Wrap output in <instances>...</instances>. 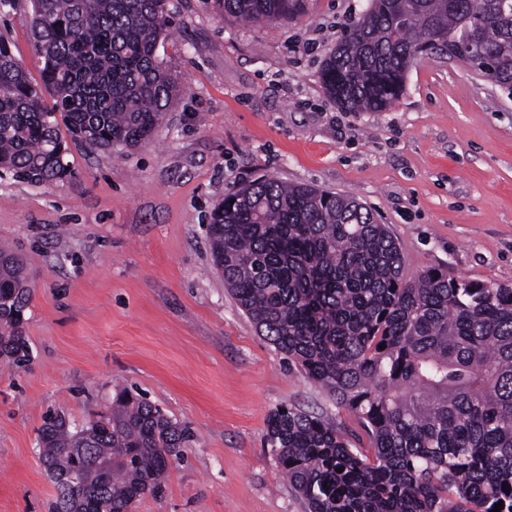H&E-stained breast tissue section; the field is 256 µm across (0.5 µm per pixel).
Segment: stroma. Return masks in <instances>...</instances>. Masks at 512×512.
<instances>
[{
    "label": "stroma",
    "instance_id": "obj_1",
    "mask_svg": "<svg viewBox=\"0 0 512 512\" xmlns=\"http://www.w3.org/2000/svg\"><path fill=\"white\" fill-rule=\"evenodd\" d=\"M370 0H302L244 25L214 0H170L160 54L182 95L135 150L71 145L68 179L0 176V247L23 254L30 361L0 370V512H50L37 435L47 411L85 422L131 386L190 427L165 494L133 512H305L262 446L292 405L369 439L289 366L226 291L205 226L258 174L354 195L388 225L407 275L439 268L512 286V100L430 55L382 112H348L320 69ZM28 0L0 6V37L39 79Z\"/></svg>",
    "mask_w": 512,
    "mask_h": 512
}]
</instances>
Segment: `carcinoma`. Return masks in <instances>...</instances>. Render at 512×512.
Listing matches in <instances>:
<instances>
[{
	"label": "carcinoma",
	"instance_id": "obj_1",
	"mask_svg": "<svg viewBox=\"0 0 512 512\" xmlns=\"http://www.w3.org/2000/svg\"><path fill=\"white\" fill-rule=\"evenodd\" d=\"M224 16L284 19L301 0H217ZM41 81L0 39V172L32 185L71 175L75 142L135 149L183 92L158 54L169 0H31ZM444 53L512 96V0H371L325 58L324 93L349 112H382L409 68ZM53 103L47 104L45 96ZM207 234L224 286L275 350L370 447L292 405L267 418L263 448L306 512H512V287L427 268L405 275L389 227L357 198L260 176L224 195ZM31 301L24 258L0 250V357L29 361L16 327ZM385 349H379V346ZM189 428L121 387L81 426L48 414L40 458L53 512H71L63 475H86L81 512H130L164 492ZM343 472H338V468Z\"/></svg>",
	"mask_w": 512,
	"mask_h": 512
}]
</instances>
